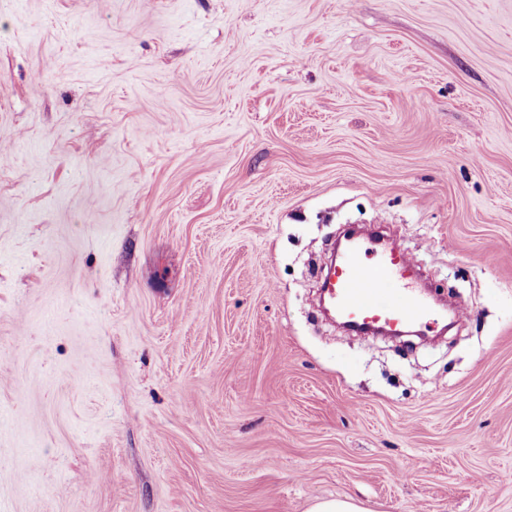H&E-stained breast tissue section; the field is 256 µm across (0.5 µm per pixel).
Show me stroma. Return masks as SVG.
<instances>
[{
    "label": "stroma",
    "mask_w": 512,
    "mask_h": 512,
    "mask_svg": "<svg viewBox=\"0 0 512 512\" xmlns=\"http://www.w3.org/2000/svg\"><path fill=\"white\" fill-rule=\"evenodd\" d=\"M397 229L432 342L318 284ZM512 512V0H0V512ZM308 512H371L370 509L352 499H321L314 502Z\"/></svg>",
    "instance_id": "35a3bbf8"
}]
</instances>
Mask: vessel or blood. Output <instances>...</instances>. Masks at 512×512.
Listing matches in <instances>:
<instances>
[{"label":"vessel or blood","mask_w":512,"mask_h":512,"mask_svg":"<svg viewBox=\"0 0 512 512\" xmlns=\"http://www.w3.org/2000/svg\"><path fill=\"white\" fill-rule=\"evenodd\" d=\"M415 260L399 240L377 246L370 238L350 240L337 255L324 288L337 314L354 328L393 334L430 327L435 312L416 291Z\"/></svg>","instance_id":"b4317fda"}]
</instances>
